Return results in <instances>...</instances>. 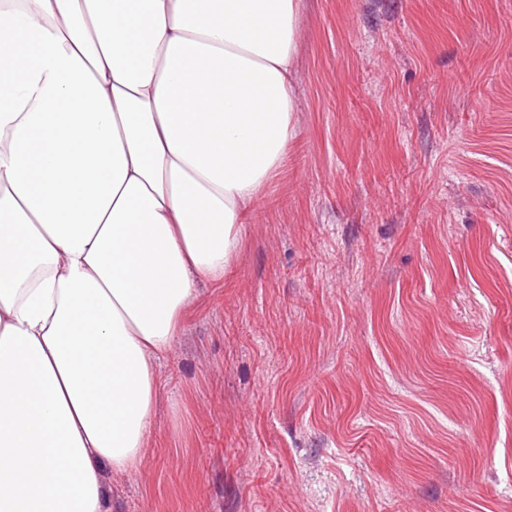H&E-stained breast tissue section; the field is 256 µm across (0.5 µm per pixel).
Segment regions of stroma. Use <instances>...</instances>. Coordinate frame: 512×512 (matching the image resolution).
I'll use <instances>...</instances> for the list:
<instances>
[{"label": "stroma", "instance_id": "1", "mask_svg": "<svg viewBox=\"0 0 512 512\" xmlns=\"http://www.w3.org/2000/svg\"><path fill=\"white\" fill-rule=\"evenodd\" d=\"M286 161L110 512H512V0H301Z\"/></svg>", "mask_w": 512, "mask_h": 512}]
</instances>
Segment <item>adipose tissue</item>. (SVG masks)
<instances>
[{
	"label": "adipose tissue",
	"mask_w": 512,
	"mask_h": 512,
	"mask_svg": "<svg viewBox=\"0 0 512 512\" xmlns=\"http://www.w3.org/2000/svg\"><path fill=\"white\" fill-rule=\"evenodd\" d=\"M300 0H0V512H107L294 133Z\"/></svg>",
	"instance_id": "obj_1"
}]
</instances>
